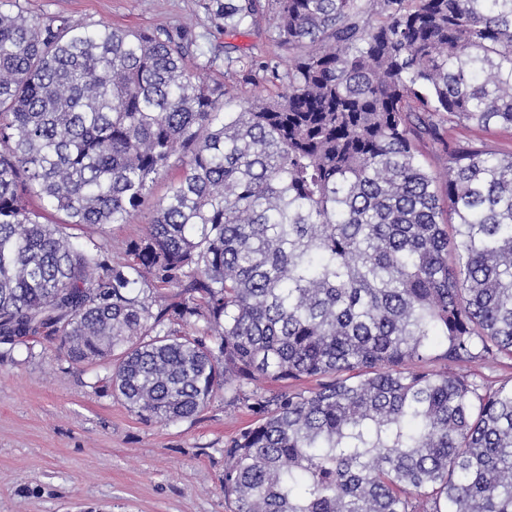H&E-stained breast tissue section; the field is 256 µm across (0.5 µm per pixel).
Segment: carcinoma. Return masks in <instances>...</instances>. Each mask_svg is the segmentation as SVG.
<instances>
[{
  "mask_svg": "<svg viewBox=\"0 0 512 512\" xmlns=\"http://www.w3.org/2000/svg\"><path fill=\"white\" fill-rule=\"evenodd\" d=\"M274 2L286 90L228 112L186 34L0 0V344L98 366L146 422L224 390L253 416L232 512H512V385L453 371L512 360V150L440 132L512 128V0ZM176 168V166L172 167V170L162 174L156 180L148 201L130 217L127 224H111L109 227V238L115 256L121 257L126 244L141 236L145 224H148L152 218L153 204L166 192L170 179L176 173Z\"/></svg>",
  "mask_w": 512,
  "mask_h": 512,
  "instance_id": "obj_1",
  "label": "carcinoma"
}]
</instances>
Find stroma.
Returning <instances> with one entry per match:
<instances>
[{
    "label": "stroma",
    "mask_w": 512,
    "mask_h": 512,
    "mask_svg": "<svg viewBox=\"0 0 512 512\" xmlns=\"http://www.w3.org/2000/svg\"><path fill=\"white\" fill-rule=\"evenodd\" d=\"M25 15L63 14L76 23L187 32L213 64L210 84L239 102L274 100L286 86L287 58L272 26L273 0L239 31L225 29L209 0H19ZM109 228L115 256L141 236L153 200ZM245 408L216 394L195 419L142 420L95 386V372L73 365L49 343L0 345V512H229L224 502V443L249 424Z\"/></svg>",
    "instance_id": "obj_1"
}]
</instances>
